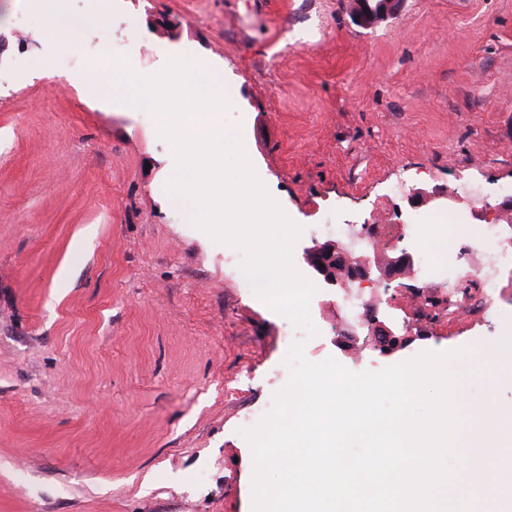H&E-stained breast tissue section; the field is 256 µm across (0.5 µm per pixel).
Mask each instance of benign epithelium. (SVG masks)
<instances>
[{"label": "benign epithelium", "instance_id": "obj_1", "mask_svg": "<svg viewBox=\"0 0 512 512\" xmlns=\"http://www.w3.org/2000/svg\"><path fill=\"white\" fill-rule=\"evenodd\" d=\"M404 2L405 0H352V20L358 26L372 27L397 15ZM440 198L450 204L457 201V196L448 194V190L440 187L415 190L410 193L408 200L410 205L416 208ZM377 237V225L367 224L361 234V238L368 242L367 246L357 249L326 241L319 248L307 252L305 260L317 276L331 285L351 278H368L378 284L405 279L409 284L402 283L400 287L407 288L419 298H425V301L434 307L441 305L442 299L435 296L426 297L423 289L410 284V281L416 278L411 254L399 251L391 256L384 255L377 246L373 245ZM366 333L383 337L384 346L388 351L408 344L414 336H428L423 327H411L401 334L380 320H373L358 331L360 336Z\"/></svg>", "mask_w": 512, "mask_h": 512}]
</instances>
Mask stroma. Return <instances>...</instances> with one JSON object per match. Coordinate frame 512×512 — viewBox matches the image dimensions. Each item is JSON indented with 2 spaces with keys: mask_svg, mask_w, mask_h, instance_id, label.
<instances>
[{
  "mask_svg": "<svg viewBox=\"0 0 512 512\" xmlns=\"http://www.w3.org/2000/svg\"><path fill=\"white\" fill-rule=\"evenodd\" d=\"M351 0H0V512H251L239 420L277 390L284 321L228 269L226 245L173 205L170 145L112 67L62 71L102 39L137 72L204 60L234 91L238 128L297 224L392 222L408 193L464 180L512 221V0H405L357 26ZM99 17L75 42L57 12ZM133 41L146 54L129 50ZM451 239L462 209L422 206ZM435 235V236H438ZM420 231L435 271L450 260ZM433 336L356 359L481 352L483 330L432 310Z\"/></svg>",
  "mask_w": 512,
  "mask_h": 512,
  "instance_id": "obj_1",
  "label": "stroma"
}]
</instances>
